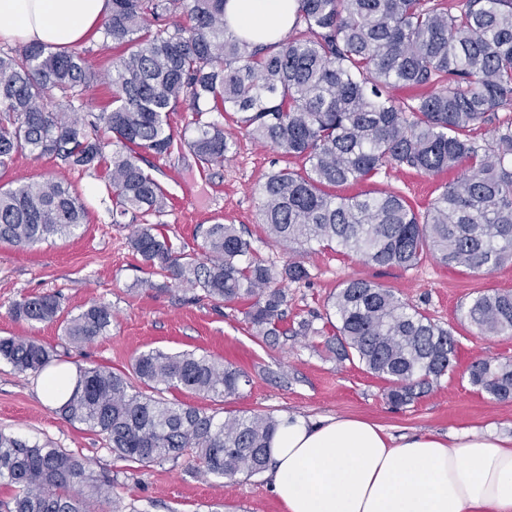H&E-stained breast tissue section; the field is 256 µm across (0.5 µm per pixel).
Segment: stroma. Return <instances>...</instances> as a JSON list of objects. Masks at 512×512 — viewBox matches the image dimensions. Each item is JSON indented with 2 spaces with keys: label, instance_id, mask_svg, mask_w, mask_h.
<instances>
[{
  "label": "stroma",
  "instance_id": "35a3bbf8",
  "mask_svg": "<svg viewBox=\"0 0 512 512\" xmlns=\"http://www.w3.org/2000/svg\"><path fill=\"white\" fill-rule=\"evenodd\" d=\"M224 132L234 147L224 164L196 170L185 150L148 156L144 168L167 191L170 204L159 217L160 229L175 247L199 251L202 231L221 222L233 224L250 241L254 256L283 263L282 246L270 239L260 222L259 189L285 159L269 146L249 138L232 121ZM107 167L95 172L70 170L59 161L29 153L16 155L0 170V185L65 180L88 209V220L76 235L31 249L0 244V336H21L53 348V371L75 372L77 366L102 365L128 371L140 353L193 351L231 362L243 369L249 383L239 396L227 399L225 415L268 411L316 421L350 416L373 421L400 438L430 434L440 439L464 432L492 431L512 437V400L489 399L468 381L476 359L512 360V335L480 336L461 314L474 293L487 289L512 291V262L486 275L450 267L424 257L410 269L379 267L351 252L312 246L299 256L310 276L285 283L287 320L312 321L319 333L298 336L270 346L255 338L246 304L214 305L197 301L192 291L152 273L136 256L129 238L141 217L112 219L107 199ZM451 173L438 175L392 171L368 182L371 190H403L415 209H424ZM351 278L374 281L394 290L439 325L452 328L459 340L455 367L426 396L400 409L383 398L384 383L360 365L339 362L325 344L333 330L327 321L329 298ZM151 287H141V280ZM59 296L60 318L27 323L11 315L23 297ZM112 308L107 335L75 348L64 339L66 319L92 301ZM0 429L21 438L48 442L87 459L93 474L111 475L121 512H285L272 492L268 474L238 476L224 482L196 474L185 462L146 469L115 460L103 437L81 424H69L44 399L42 377L21 374L0 359Z\"/></svg>",
  "mask_w": 512,
  "mask_h": 512
}]
</instances>
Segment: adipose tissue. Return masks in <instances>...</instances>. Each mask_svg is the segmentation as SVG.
<instances>
[{"label": "adipose tissue", "instance_id": "adipose-tissue-1", "mask_svg": "<svg viewBox=\"0 0 512 512\" xmlns=\"http://www.w3.org/2000/svg\"><path fill=\"white\" fill-rule=\"evenodd\" d=\"M298 0H226L228 24L255 43L283 36ZM108 0H0V39L67 47L101 24ZM286 512H512V438L492 432L395 442L374 422L285 416L270 444Z\"/></svg>", "mask_w": 512, "mask_h": 512}]
</instances>
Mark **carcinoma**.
Instances as JSON below:
<instances>
[{"instance_id": "obj_1", "label": "carcinoma", "mask_w": 512, "mask_h": 512, "mask_svg": "<svg viewBox=\"0 0 512 512\" xmlns=\"http://www.w3.org/2000/svg\"><path fill=\"white\" fill-rule=\"evenodd\" d=\"M109 2L103 42L123 48L104 74L109 111L85 119L76 112L99 77L84 53L37 43L0 52L1 168L25 151L83 171L105 162L112 218L160 217L168 195L140 165L141 153L185 147L202 167L221 164L230 144L205 115L233 112L253 139L301 162L274 170L259 191L265 231L288 252L316 243L410 268L429 251L477 274L512 261V0H298L295 26L270 45L229 28L225 0ZM167 14L182 20L156 31L147 24L148 16ZM397 88L424 93L400 102ZM184 105L195 130L178 139L169 115ZM403 169L459 175L422 213L396 191L336 194ZM86 214L71 187L54 179L0 186V244L29 248L70 237ZM130 245L178 286L215 303L248 302L252 332L269 344L318 333L308 320L285 325L282 283L306 280L308 270L293 259L278 267L254 258L234 224L208 225L199 255L174 247L148 222L135 227ZM331 308L328 347L383 380L395 407L424 396L453 367V332L379 283L345 281ZM11 314L51 322L60 304L52 294L32 295ZM465 319L481 336L511 335L512 292L476 293ZM111 325L112 307L93 301L66 321L64 337L82 345ZM54 357L33 340L0 337V359L19 373L39 376ZM468 380L491 399H512L511 361L477 360ZM247 383L243 370L210 355L149 350L135 357L130 376L80 367L72 378L54 376L51 389L55 413L103 435L115 459L141 468L185 459L224 479L268 468L280 419L270 412L224 419L164 394L222 402ZM2 481L17 492L0 512H97L72 489L88 486L101 504L112 490V478L94 476L67 450L1 429Z\"/></svg>"}]
</instances>
